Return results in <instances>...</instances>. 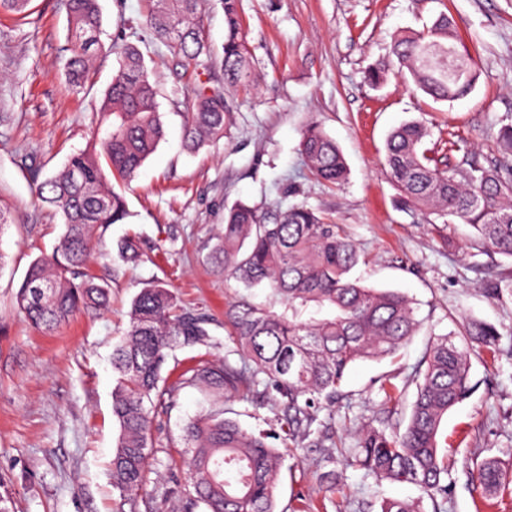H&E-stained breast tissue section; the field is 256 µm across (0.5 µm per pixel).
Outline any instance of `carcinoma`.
<instances>
[{"instance_id": "1", "label": "carcinoma", "mask_w": 512, "mask_h": 512, "mask_svg": "<svg viewBox=\"0 0 512 512\" xmlns=\"http://www.w3.org/2000/svg\"><path fill=\"white\" fill-rule=\"evenodd\" d=\"M224 12L222 69L230 87L256 81L240 19V0H219ZM65 75L76 89L90 83L94 52L100 48L99 0H67ZM143 27L198 79L193 105L184 113L183 141L189 152L224 139V96L209 92L199 76L209 70L210 46L203 35L200 0H152ZM115 72L100 107L101 121L89 145L63 169L33 178L38 203L61 215L64 232L49 253L35 258L16 293V310L30 325L52 331L83 311L107 306L109 288L89 273L92 244L110 224L129 217L126 200L109 187L128 183L164 136L156 100V75L138 45L112 47ZM407 69L414 85L438 101L470 94L477 72L451 19L440 15L426 30L398 35L391 55L366 72L369 84L384 83L394 70ZM427 129L418 121L393 129L385 143V164L401 198L425 216L437 215L469 229L467 241L492 254L512 258V124L499 133L507 161L485 168L463 160L453 166L424 147ZM300 150L319 179L339 184L347 165L336 142L316 124L304 127ZM224 277L246 289L265 285L285 306L281 313L246 297L228 306L238 361L218 358L183 371L164 385L163 368L177 349L212 343L211 318L184 308L173 290L151 282L133 297L123 340L112 351L117 374L112 416L119 437L110 462L112 487L120 504L154 498L148 489L153 450L152 423L158 410L171 408L183 388L212 397L210 407L185 428L187 471L192 490L178 512H276L275 490L283 454L266 432H250L226 416L224 402L241 391L259 392L263 405L279 415L289 436L310 440L317 411L334 419L349 367L362 360L394 355L419 327L408 298L367 286L351 276L359 262L355 243L338 224H329L305 205L258 206L239 202L224 213L214 247ZM126 264L139 261L137 242L118 244ZM47 290L38 298L33 288ZM309 307H327L333 316L302 319ZM499 332L480 321L433 337L415 371L416 395L406 425L395 423V402L387 400L379 426L357 435L351 464L378 481L408 483L432 500L444 497L447 456L440 453L439 430L448 411L473 389L470 355L489 348ZM471 477L489 495L512 482V470L486 458ZM379 512H421L419 505L384 499Z\"/></svg>"}]
</instances>
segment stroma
Listing matches in <instances>:
<instances>
[{
	"label": "stroma",
	"mask_w": 512,
	"mask_h": 512,
	"mask_svg": "<svg viewBox=\"0 0 512 512\" xmlns=\"http://www.w3.org/2000/svg\"><path fill=\"white\" fill-rule=\"evenodd\" d=\"M101 48L83 90L68 82L65 0H30L26 16L0 11V205L11 222L0 228V512H117L109 462L119 427L112 416V349L124 336L133 296L160 281L182 305L214 320V343L180 349L163 375L233 350L224 310L244 293L210 261L224 211L237 202L303 204L340 224L357 244L356 269L366 285L406 293L422 326L393 358L358 362L343 386L332 429L321 445L276 440L285 456L277 512H378L381 498H421L412 485L376 481L348 465L349 437L381 415V383L401 394L409 417L414 370L435 334L480 320L500 333L494 350L471 357L472 395L441 428L448 454V495L421 498L423 512H512V493L488 505L473 484L477 461L512 463V259L464 248L454 226L403 205L384 163L388 133L408 121L431 131L425 146L450 163L469 157L481 166L499 159L498 135L512 122V0H242L247 46L258 72L248 88H228L221 68L224 13L212 0L204 35L212 49V89L229 109L223 140L183 151V114L190 110L192 71L152 43L145 55L160 75L165 137L131 186L126 223L110 225L93 248L91 272L112 290L108 311L82 313L53 331L33 328L15 311L29 263L51 251L63 230L59 217L35 202L30 170L63 167L86 148L104 93L112 82V45L137 42L149 0H100ZM452 18L469 44L478 80L458 101H434L410 76L391 73L380 89L365 79L387 60L395 36L419 31L440 14ZM317 123L335 139L346 164L342 185L317 181L299 150L302 127ZM457 151H449V141ZM136 236L142 258L118 260L117 241ZM503 280L489 297L487 279ZM205 405L196 389L155 420L148 473L156 494L178 500L187 486L186 421Z\"/></svg>",
	"instance_id": "35a3bbf8"
}]
</instances>
